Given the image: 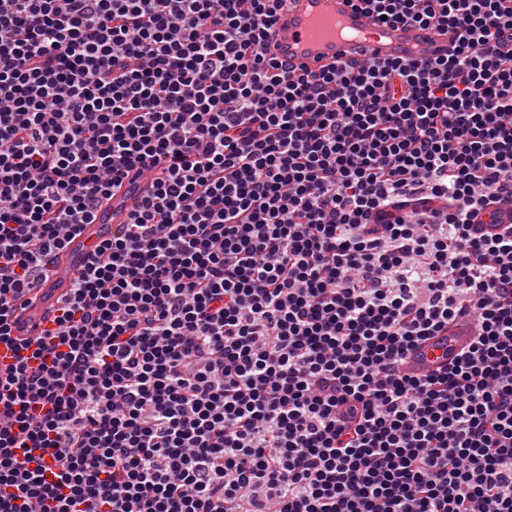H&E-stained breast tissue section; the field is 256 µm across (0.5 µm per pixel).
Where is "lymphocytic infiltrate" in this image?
<instances>
[{
	"instance_id": "1",
	"label": "lymphocytic infiltrate",
	"mask_w": 512,
	"mask_h": 512,
	"mask_svg": "<svg viewBox=\"0 0 512 512\" xmlns=\"http://www.w3.org/2000/svg\"><path fill=\"white\" fill-rule=\"evenodd\" d=\"M358 2L458 47L295 74L284 0H0V512H512V0ZM146 189L145 180H135L133 183L124 180L114 190L112 198L98 211L94 224L83 225L54 260L55 280L40 286L38 298L23 310L14 325L15 336H36L43 327L49 326L48 320L55 307L69 292L74 278L91 261L96 246L112 232V225L115 227L126 222L129 212L141 200ZM476 334L475 322L458 319L448 325V332L413 349L405 358L403 369L406 373L422 376L447 363L450 365L461 351L468 348Z\"/></svg>"
}]
</instances>
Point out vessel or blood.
<instances>
[{"label": "vessel or blood", "instance_id": "b4317fda", "mask_svg": "<svg viewBox=\"0 0 512 512\" xmlns=\"http://www.w3.org/2000/svg\"><path fill=\"white\" fill-rule=\"evenodd\" d=\"M454 31L413 23H383L356 0H285L279 10L269 53L292 72H317L352 59L424 62L452 54ZM147 189L143 180L122 182L98 211L94 223L83 225L53 263L54 280L43 283L35 302L14 326L19 337L38 335L74 278L91 261L96 246L125 223ZM477 334L475 322L456 320L441 336L413 349L403 362L406 373L422 376L452 363Z\"/></svg>", "mask_w": 512, "mask_h": 512}]
</instances>
